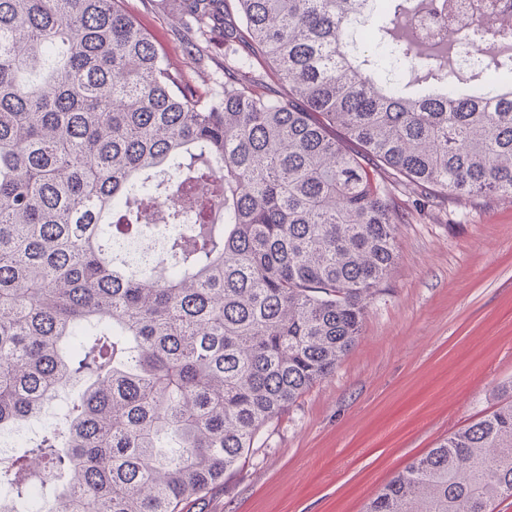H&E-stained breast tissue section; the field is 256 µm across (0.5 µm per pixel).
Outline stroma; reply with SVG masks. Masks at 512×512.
<instances>
[{
  "label": "stroma",
  "instance_id": "1",
  "mask_svg": "<svg viewBox=\"0 0 512 512\" xmlns=\"http://www.w3.org/2000/svg\"><path fill=\"white\" fill-rule=\"evenodd\" d=\"M125 8L180 60L174 0ZM392 199L408 221L358 342L184 512H363L408 462L495 408L512 380V197Z\"/></svg>",
  "mask_w": 512,
  "mask_h": 512
}]
</instances>
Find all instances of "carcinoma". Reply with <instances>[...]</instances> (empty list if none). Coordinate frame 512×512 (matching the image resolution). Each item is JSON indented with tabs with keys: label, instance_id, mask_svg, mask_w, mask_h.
<instances>
[{
	"label": "carcinoma",
	"instance_id": "cac0c4a2",
	"mask_svg": "<svg viewBox=\"0 0 512 512\" xmlns=\"http://www.w3.org/2000/svg\"><path fill=\"white\" fill-rule=\"evenodd\" d=\"M237 4L180 0L185 59L224 46L208 93L122 0H0V435L84 386L0 466V512H182L355 346L396 260L393 189L512 194V24L459 33L490 47L463 69L407 31L449 0ZM501 391L363 512H495Z\"/></svg>",
	"mask_w": 512,
	"mask_h": 512
}]
</instances>
